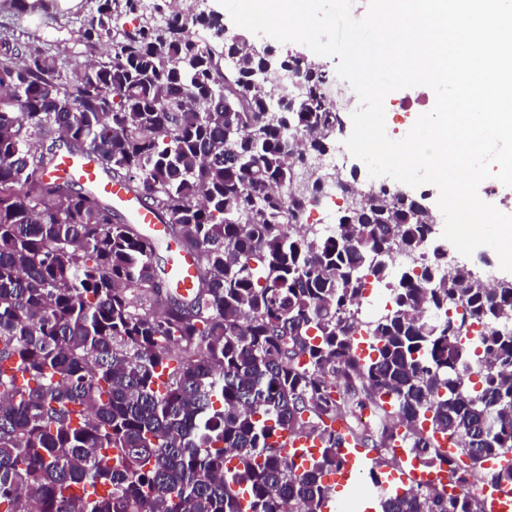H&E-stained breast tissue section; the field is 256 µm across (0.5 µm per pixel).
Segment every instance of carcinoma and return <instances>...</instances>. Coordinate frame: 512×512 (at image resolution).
<instances>
[{"instance_id": "cac0c4a2", "label": "carcinoma", "mask_w": 512, "mask_h": 512, "mask_svg": "<svg viewBox=\"0 0 512 512\" xmlns=\"http://www.w3.org/2000/svg\"><path fill=\"white\" fill-rule=\"evenodd\" d=\"M98 2L76 67L0 37V512H322L348 437L377 470L406 448L459 490L412 482L381 512H480L471 476L512 486V279L425 259L393 275L434 220L385 187L329 235L309 223L327 196L294 177L339 121L320 66L161 0ZM57 142L168 225L195 288L109 202L46 177ZM370 287L389 291L374 319ZM169 276L182 293H187L196 283L195 267L192 256L181 246L172 247V256L168 269Z\"/></svg>"}]
</instances>
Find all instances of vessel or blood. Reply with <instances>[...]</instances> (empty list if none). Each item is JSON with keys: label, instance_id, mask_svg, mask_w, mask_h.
I'll return each instance as SVG.
<instances>
[{"label": "vessel or blood", "instance_id": "b4317fda", "mask_svg": "<svg viewBox=\"0 0 512 512\" xmlns=\"http://www.w3.org/2000/svg\"><path fill=\"white\" fill-rule=\"evenodd\" d=\"M50 174L54 177L71 176L90 185L112 201L113 205L126 210L133 222L142 225L154 239L166 240L165 225L123 185L112 181L93 158L61 156ZM168 273L180 291H189L196 283L193 258L182 247H173ZM342 453L347 459V464L340 473L331 477L332 484L336 486L337 496L326 503L323 512H337L340 496L356 488L361 478L374 468L371 458L362 455L359 449L346 446L343 447ZM401 478L402 475L398 472L380 475L377 481L368 484L365 491L367 499L373 500L397 489ZM480 499L484 512H512V488L505 486L492 492L482 491Z\"/></svg>", "mask_w": 512, "mask_h": 512}]
</instances>
